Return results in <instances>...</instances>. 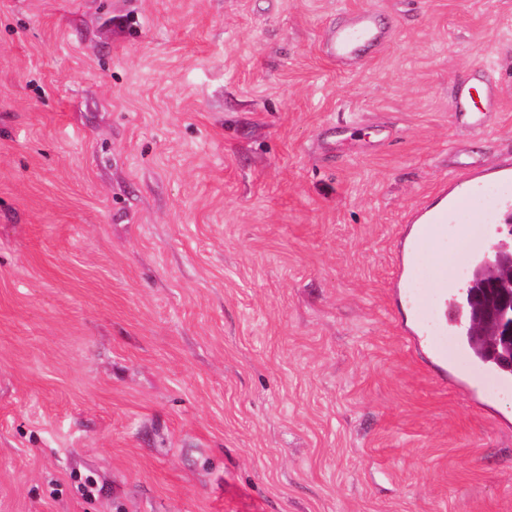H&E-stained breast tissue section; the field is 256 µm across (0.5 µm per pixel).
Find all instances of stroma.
I'll list each match as a JSON object with an SVG mask.
<instances>
[{
  "instance_id": "35a3bbf8",
  "label": "stroma",
  "mask_w": 512,
  "mask_h": 512,
  "mask_svg": "<svg viewBox=\"0 0 512 512\" xmlns=\"http://www.w3.org/2000/svg\"><path fill=\"white\" fill-rule=\"evenodd\" d=\"M507 160L512 0H0V512H512V390L396 281ZM392 35L371 9L352 13L345 22L328 27L322 36L321 51L336 65L347 69L371 55L381 53ZM471 89L469 86L458 93L453 102V112L466 115L473 122H478L486 112L496 107L498 95L493 86L482 83V89L476 90V94L480 98L478 103L475 101ZM464 182H445L435 193L417 209L411 212L407 224H418L412 227L404 240L399 256L398 277L400 280H413L422 287L428 284V275L421 262V253L431 246L434 254V266L444 276V284L437 288H419L414 296L408 299L409 306L415 307L413 319L405 324L404 329L413 336L423 338L433 350L437 358H448V333H456L465 342L461 332L463 312L454 297L448 298L445 278L448 272V248L446 244L447 226L454 224L458 217L469 212L474 220L482 223L501 224L512 211V196L502 195L494 205L493 211L480 212L473 208V200L478 190L489 184L508 186L512 184V163L503 162L493 166H469ZM432 298H439L446 306V327L438 331L435 325V308L426 306L423 298L427 293ZM445 298V299H444ZM434 326L433 330L431 326Z\"/></svg>"
}]
</instances>
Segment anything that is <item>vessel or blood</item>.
I'll list each match as a JSON object with an SVG mask.
<instances>
[{
  "mask_svg": "<svg viewBox=\"0 0 512 512\" xmlns=\"http://www.w3.org/2000/svg\"><path fill=\"white\" fill-rule=\"evenodd\" d=\"M391 38L389 28L381 23L377 13L364 8L352 13L346 21L328 27L322 36L321 51L337 68L346 69L362 59L381 53ZM497 101V92L491 85H483L475 93L466 88L456 96L453 110L477 122L486 112L496 107ZM490 184H512V163L468 167L463 182L441 185L428 201L408 217L411 228L400 251L398 277L418 281L420 287L409 300L414 313L405 330L423 338L434 354L442 359L448 356L449 334L461 331L463 312L455 298L449 297L446 288L429 287L421 254L425 248H432L438 272L447 274L446 237L449 224L455 223L466 212L482 223H501L512 214V195L508 193L496 201L492 211L485 213L474 210L476 192ZM427 295L443 298L446 306L445 329L435 330V309L423 303Z\"/></svg>",
  "mask_w": 512,
  "mask_h": 512,
  "instance_id": "vessel-or-blood-1",
  "label": "vessel or blood"
}]
</instances>
